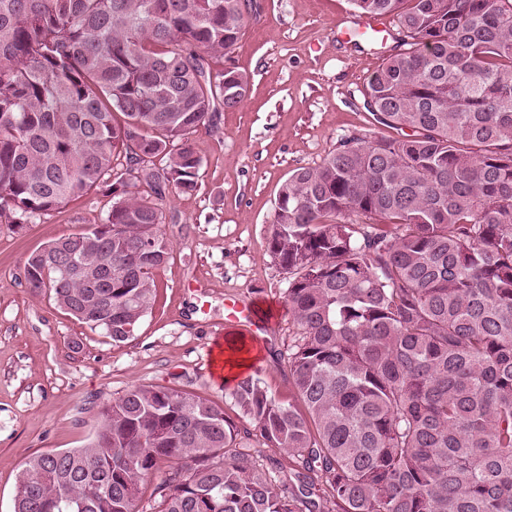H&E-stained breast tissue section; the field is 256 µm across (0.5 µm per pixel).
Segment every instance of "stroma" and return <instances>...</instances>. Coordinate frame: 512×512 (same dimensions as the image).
Segmentation results:
<instances>
[{"instance_id": "stroma-1", "label": "stroma", "mask_w": 512, "mask_h": 512, "mask_svg": "<svg viewBox=\"0 0 512 512\" xmlns=\"http://www.w3.org/2000/svg\"><path fill=\"white\" fill-rule=\"evenodd\" d=\"M259 3L229 60L248 75L249 91L239 109L191 137L202 160L198 188L163 203L169 260L125 343L113 345L24 278L31 252L103 223L110 196L91 193L21 229L0 224V512H14L28 458L85 446L101 408L131 385L195 394L238 419L232 385L211 358L217 343L241 336L224 322L225 300L250 301L271 319L246 372L277 400L292 399L285 352L297 325L286 303L288 276L266 251L281 185L351 134L375 140L397 132L363 107L364 86L388 47L352 37L358 16L350 0Z\"/></svg>"}]
</instances>
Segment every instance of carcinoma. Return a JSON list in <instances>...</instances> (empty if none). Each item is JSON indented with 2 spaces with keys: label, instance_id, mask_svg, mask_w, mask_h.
I'll use <instances>...</instances> for the list:
<instances>
[{
  "label": "carcinoma",
  "instance_id": "1",
  "mask_svg": "<svg viewBox=\"0 0 512 512\" xmlns=\"http://www.w3.org/2000/svg\"><path fill=\"white\" fill-rule=\"evenodd\" d=\"M352 3L396 20L362 96L401 137H349L280 188L267 253L288 274L303 408L243 376L239 426L134 385L86 446L25 462L14 512H140L158 474L151 512H512V0ZM255 7L0 0V223L112 196L24 273L115 345L169 257L158 202L197 189L191 135L246 97L216 64ZM104 265L109 288L91 280ZM252 436L283 457L254 458Z\"/></svg>",
  "mask_w": 512,
  "mask_h": 512
}]
</instances>
